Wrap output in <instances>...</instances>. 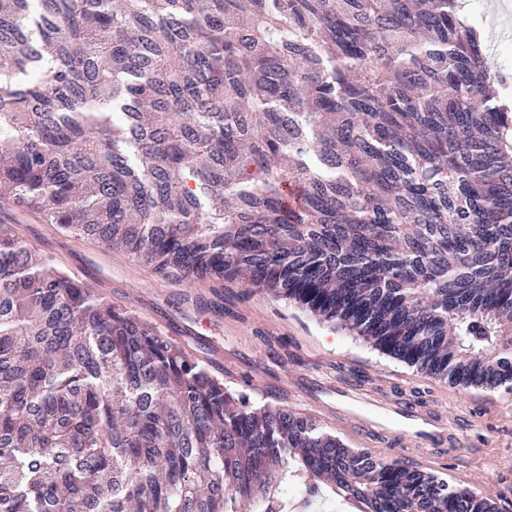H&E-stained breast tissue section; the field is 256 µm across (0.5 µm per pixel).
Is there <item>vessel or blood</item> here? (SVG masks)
I'll return each instance as SVG.
<instances>
[{
    "mask_svg": "<svg viewBox=\"0 0 512 512\" xmlns=\"http://www.w3.org/2000/svg\"><path fill=\"white\" fill-rule=\"evenodd\" d=\"M342 405L336 414L345 425L350 437L363 448L378 453L382 450V436H392L400 443L416 439L428 446L429 451L419 457L420 465L435 462V449L448 445V426L442 417L424 405L377 406L369 409L367 401L350 391H342Z\"/></svg>",
    "mask_w": 512,
    "mask_h": 512,
    "instance_id": "obj_1",
    "label": "vessel or blood"
}]
</instances>
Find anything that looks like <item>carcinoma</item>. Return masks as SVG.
I'll return each mask as SVG.
<instances>
[{"label": "carcinoma", "mask_w": 512, "mask_h": 512, "mask_svg": "<svg viewBox=\"0 0 512 512\" xmlns=\"http://www.w3.org/2000/svg\"><path fill=\"white\" fill-rule=\"evenodd\" d=\"M511 87L460 0H0V203L512 391ZM325 488L499 512L253 402L0 234V512H292Z\"/></svg>", "instance_id": "cac0c4a2"}]
</instances>
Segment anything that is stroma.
<instances>
[{
  "mask_svg": "<svg viewBox=\"0 0 512 512\" xmlns=\"http://www.w3.org/2000/svg\"><path fill=\"white\" fill-rule=\"evenodd\" d=\"M468 9L479 14L490 65L512 72V0H468ZM1 224L113 305L155 326L167 319L184 326L178 344L216 376H223L228 361L255 374L260 402H274L284 389L296 392L291 411L316 418L336 436L344 434L334 416L336 391L346 384L361 383V397L378 403H408L417 396L434 403L462 444L439 451L433 470L481 489L501 512H512V391L438 382L262 289L162 279L126 253L66 236L13 209H0ZM219 298L226 308L221 316L211 309ZM274 338L283 346L270 347Z\"/></svg>",
  "mask_w": 512,
  "mask_h": 512,
  "instance_id": "stroma-1",
  "label": "stroma"
}]
</instances>
